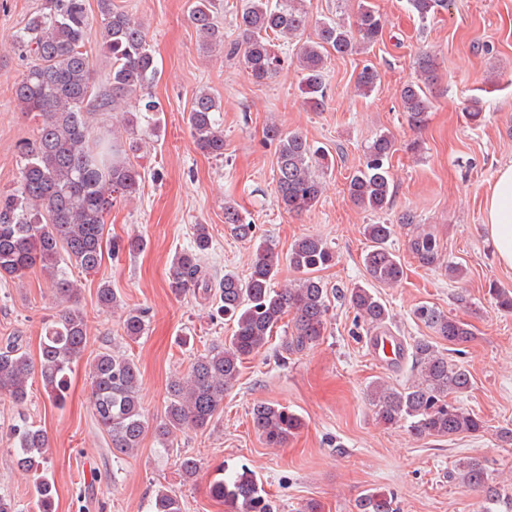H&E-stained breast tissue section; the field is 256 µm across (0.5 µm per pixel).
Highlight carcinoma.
<instances>
[{"label": "carcinoma", "instance_id": "cac0c4a2", "mask_svg": "<svg viewBox=\"0 0 512 512\" xmlns=\"http://www.w3.org/2000/svg\"><path fill=\"white\" fill-rule=\"evenodd\" d=\"M100 25L93 28L86 0H40L25 26L11 39V49L26 61L25 70L13 86V100L22 112L42 117L37 138L20 147L21 164L16 186L0 192V276L22 279L30 271L42 270L49 281L60 313L45 326L38 362L15 344L0 351V394L23 404L29 396V380L40 372L44 388L62 403L68 387L67 375L86 349L83 313L76 307L79 294L73 271L96 270L104 254L105 216L118 198L130 199L139 192L140 171L126 162L122 152L137 151L143 137L157 130L159 103L146 87L158 74L154 52L141 22L114 6L113 0H97ZM306 0H241L236 19L242 45L233 44L228 54L239 58L244 72L254 81L270 78L280 65L271 39L301 37L314 26L315 39L297 47L296 66L306 103L323 106L327 90V60L330 53L350 55L382 39L381 16L359 5L355 29L334 19H313ZM424 22L444 7V0H409ZM215 0H197L189 20L202 46L211 50L224 45V33L215 23ZM96 37L110 61L107 85L94 87L92 63L86 50ZM417 79L400 92L403 111L410 124L424 125L432 109L429 87L437 79L436 56L421 53L416 61ZM380 86L378 71L366 65L358 73L355 88L369 96ZM122 111L125 140L114 143L97 135L98 117ZM216 99L203 90L196 94L187 114L196 148L215 159L224 157V129L215 117ZM266 134L277 142L276 191L290 213L301 214L319 201V172L328 167V152L313 146L298 133H284L270 125ZM395 138L386 132L375 137L364 150L363 163L348 177V195L358 207L381 211L389 207L392 191L390 161ZM224 223L240 238L252 236L253 224L233 204L224 205ZM391 224H367L364 236L370 242L363 264L369 280L392 286L403 278L399 255L391 248ZM136 236L112 244V251L136 253L145 248ZM212 238L205 224L194 227L190 247L174 254L169 267L171 290L180 294L193 287L213 299L217 312L233 324V333L222 346L196 357L186 376L169 385L164 418L155 426L162 445L178 431L203 428L224 407V392L237 381L242 363L264 348L285 315H293L294 334L288 348L303 350L324 336L329 311L328 288L317 272L331 266L335 252L325 241L305 236L288 251V266L298 277L281 288L272 287L279 273V255L265 244L255 250L247 277L226 273L214 281L204 258ZM420 263L434 267L440 258L436 237L423 232L410 242ZM358 318L370 327L384 328L389 311L372 289L356 285L343 294ZM414 317L436 336L450 344L470 341L472 332L461 319L421 305ZM123 335L135 341L146 330L145 311L130 309L122 320ZM417 372L415 380L396 387L376 382L369 402L376 418L387 426L407 425L416 437L445 438L476 433L482 420L448 402L451 394L465 393L471 386L470 371L448 361L435 342L422 338L412 345ZM94 420L107 435L112 454L135 452L148 428L140 407V370L133 359L106 348L89 368ZM252 423L266 444L285 445L302 427L301 418L285 406L260 402L251 409ZM14 461L33 474L36 512H52L56 486L49 477V440L41 428L24 425L13 429ZM457 479L465 486L482 488L490 498L499 496L488 485L479 461L469 459L457 466ZM211 495L231 512H274L272 502L247 474L229 475L213 482ZM152 512H182L179 498L167 491L156 493ZM360 512H395L384 493L368 492L359 500Z\"/></svg>", "mask_w": 512, "mask_h": 512}]
</instances>
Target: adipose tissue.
Instances as JSON below:
<instances>
[{
  "label": "adipose tissue",
  "instance_id": "1",
  "mask_svg": "<svg viewBox=\"0 0 512 512\" xmlns=\"http://www.w3.org/2000/svg\"><path fill=\"white\" fill-rule=\"evenodd\" d=\"M486 228L501 266L512 268V165L500 169L485 199Z\"/></svg>",
  "mask_w": 512,
  "mask_h": 512
}]
</instances>
